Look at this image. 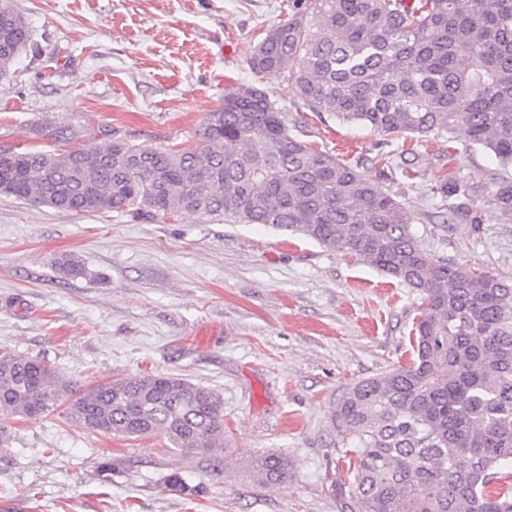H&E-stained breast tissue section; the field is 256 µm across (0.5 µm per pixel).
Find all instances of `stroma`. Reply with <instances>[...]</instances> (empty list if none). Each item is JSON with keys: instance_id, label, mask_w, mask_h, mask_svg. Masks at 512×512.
I'll return each mask as SVG.
<instances>
[{"instance_id": "35a3bbf8", "label": "stroma", "mask_w": 512, "mask_h": 512, "mask_svg": "<svg viewBox=\"0 0 512 512\" xmlns=\"http://www.w3.org/2000/svg\"><path fill=\"white\" fill-rule=\"evenodd\" d=\"M33 30L0 81V144L58 153L55 127L196 149L226 93L253 85L300 120L301 137L380 182L421 248L512 273V219L488 203L512 180L464 132L380 144L370 129L299 105L291 80L248 59L272 26L316 0H12ZM389 152L390 168L373 162ZM465 187L478 224L438 217L433 180ZM66 255L78 276L58 268ZM421 296L351 255L263 224L181 213H74L0 194V345L53 366L73 392L154 372L224 400V452L183 457L165 439L100 435L64 407L11 420L0 512H340L346 477L330 412L344 390L412 357ZM292 462L288 484L246 474L259 452ZM179 473L186 489L172 490Z\"/></svg>"}]
</instances>
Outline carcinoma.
I'll list each match as a JSON object with an SVG mask.
<instances>
[{
  "label": "carcinoma",
  "instance_id": "carcinoma-1",
  "mask_svg": "<svg viewBox=\"0 0 512 512\" xmlns=\"http://www.w3.org/2000/svg\"><path fill=\"white\" fill-rule=\"evenodd\" d=\"M0 1L3 78L31 28ZM249 65L289 77L311 112L387 138L462 128L512 165V0H318L311 15L270 28ZM299 128L244 86L210 114L199 149L122 138L62 153L13 145L0 193L75 213L265 224L418 291L413 358L346 388L331 412L344 455H356L333 484L341 512H512V274L423 252L402 204ZM489 204L512 217V181L495 184ZM67 391L46 362L0 347L1 418L50 413ZM66 416L105 436L160 435L181 454L224 450L221 396L162 374L102 382ZM251 478L288 483V457L258 454Z\"/></svg>",
  "mask_w": 512,
  "mask_h": 512
}]
</instances>
